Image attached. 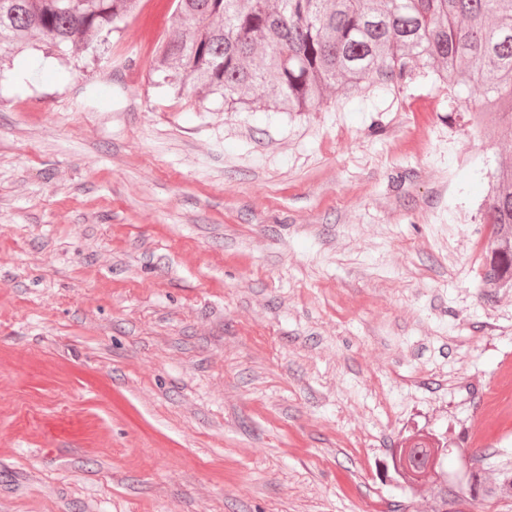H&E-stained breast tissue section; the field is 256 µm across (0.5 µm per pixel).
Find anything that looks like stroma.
Returning a JSON list of instances; mask_svg holds the SVG:
<instances>
[{
  "instance_id": "35a3bbf8",
  "label": "stroma",
  "mask_w": 512,
  "mask_h": 512,
  "mask_svg": "<svg viewBox=\"0 0 512 512\" xmlns=\"http://www.w3.org/2000/svg\"><path fill=\"white\" fill-rule=\"evenodd\" d=\"M173 10L0 72V512H425L394 457L512 361V137L428 70L313 112L163 92ZM484 224H492L495 248L483 266L482 281L489 288H512V166L494 173Z\"/></svg>"
}]
</instances>
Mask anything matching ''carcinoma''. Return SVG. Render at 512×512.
<instances>
[{
    "instance_id": "1",
    "label": "carcinoma",
    "mask_w": 512,
    "mask_h": 512,
    "mask_svg": "<svg viewBox=\"0 0 512 512\" xmlns=\"http://www.w3.org/2000/svg\"><path fill=\"white\" fill-rule=\"evenodd\" d=\"M174 34L157 51L161 84L216 95L235 111L308 112L328 92L367 80L386 92L422 65L453 88L476 83L487 94L482 117L500 123L512 99V0H174ZM137 0H0V55L33 38L47 53L105 45ZM484 223L495 248L483 266L491 288H512V166L494 173ZM457 449L423 438L401 449L396 466L412 484L431 487L432 512L467 503H512V462L492 482L469 474L448 480Z\"/></svg>"
}]
</instances>
